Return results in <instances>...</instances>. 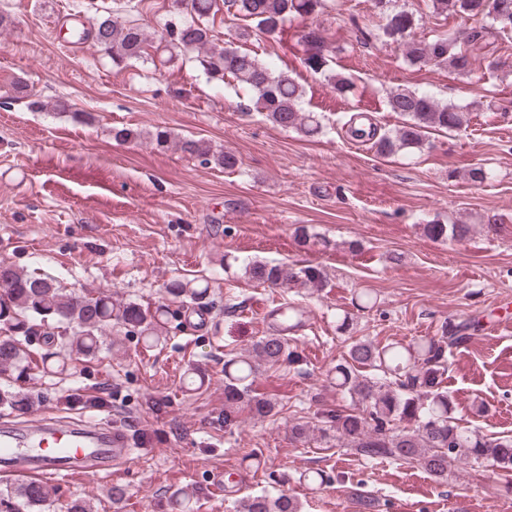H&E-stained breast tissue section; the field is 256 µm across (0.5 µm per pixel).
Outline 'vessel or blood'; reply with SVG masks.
<instances>
[{
    "label": "vessel or blood",
    "instance_id": "obj_1",
    "mask_svg": "<svg viewBox=\"0 0 512 512\" xmlns=\"http://www.w3.org/2000/svg\"><path fill=\"white\" fill-rule=\"evenodd\" d=\"M130 452L125 430L45 420L34 428H0V472L21 477L110 475Z\"/></svg>",
    "mask_w": 512,
    "mask_h": 512
}]
</instances>
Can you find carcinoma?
Returning a JSON list of instances; mask_svg holds the SVG:
<instances>
[{
  "label": "carcinoma",
  "mask_w": 512,
  "mask_h": 512,
  "mask_svg": "<svg viewBox=\"0 0 512 512\" xmlns=\"http://www.w3.org/2000/svg\"><path fill=\"white\" fill-rule=\"evenodd\" d=\"M215 5L216 0H190L191 22L170 33V45L203 54L201 64L210 77L222 81L230 75L253 92L256 104L274 125L306 137L321 133L320 117L302 110V89L294 79L255 54L218 44L206 21ZM224 5L234 17L255 24L260 34L272 36L283 32L289 16L314 14L324 8L325 0H224ZM372 6L385 16L383 37L398 43L404 60L420 68H446L468 75L474 62L482 58L495 69L500 61L493 55L499 48L492 45V39L512 32V0H431L434 14L490 20L463 41L449 34L417 35L423 27V16L394 6L393 0H372ZM83 37L91 38L93 46L117 66L143 58L148 42L142 26L111 15L100 17ZM301 40L306 46L305 66L315 73L325 71L328 59L323 38L310 30ZM388 106L403 117V122L374 141L373 147L382 156L422 148L425 133L431 129L460 131L469 123L468 106L442 103L415 90H392ZM176 146L205 164L225 169L236 165L233 155L215 151L201 139L183 138ZM423 230L433 240L462 241L470 236L472 225L430 223L423 225ZM296 236L304 247L330 246L328 240L304 226L296 229ZM245 275L275 288L319 292L327 283L323 269L312 264L252 261L246 264ZM164 293L204 310L212 303L206 281L174 279L164 286ZM172 317L170 305L164 302L150 307L104 292L76 294L40 273L1 264L0 373L16 371L21 376L37 355L43 372L63 374L77 361L95 359L103 351L112 350V329L116 326L156 345L165 339ZM480 328L476 318L448 320L440 335L405 346L353 340L344 361L329 373V383L350 401V406L317 411L312 418L294 423L289 428L290 438L301 444L315 439L334 442L354 449L367 460L416 464L441 482L448 481L450 468L462 460L490 461L504 479L512 478V436L489 437L461 425L455 416L454 400L444 386L454 352ZM300 361L290 339L274 331L260 337L245 352L224 360V430L236 428L245 412L257 420L276 415L279 402L255 392L256 375L263 367L291 366ZM365 369L373 374H364ZM67 402L99 410L111 406L105 393H72ZM30 406L29 396L10 384L0 385V409L24 414ZM298 480L312 490H321L332 483L333 477L324 469L309 468L299 474ZM275 484L280 489L274 492L263 490L237 499L235 512H302L299 500L283 489L288 475H280ZM201 497L202 491L195 486L179 488L166 497L164 512H195ZM50 498V489L40 481L7 485L0 489V512H44Z\"/></svg>",
  "instance_id": "obj_1"
}]
</instances>
